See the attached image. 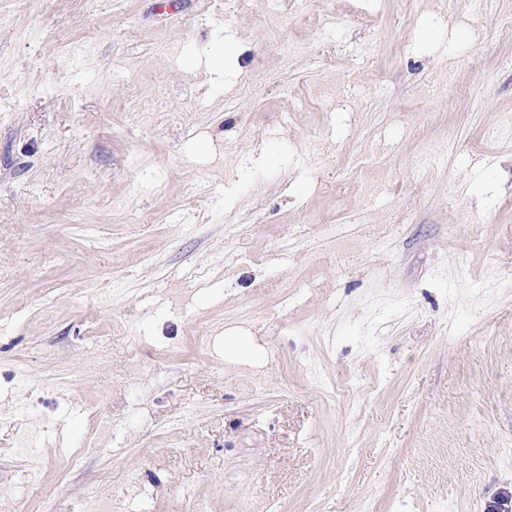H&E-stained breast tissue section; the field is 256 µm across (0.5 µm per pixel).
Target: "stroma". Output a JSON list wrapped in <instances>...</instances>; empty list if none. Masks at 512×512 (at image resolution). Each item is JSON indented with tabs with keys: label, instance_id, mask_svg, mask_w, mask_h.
Here are the masks:
<instances>
[{
	"label": "stroma",
	"instance_id": "35a3bbf8",
	"mask_svg": "<svg viewBox=\"0 0 512 512\" xmlns=\"http://www.w3.org/2000/svg\"><path fill=\"white\" fill-rule=\"evenodd\" d=\"M510 27L0 0V512L512 500ZM259 355L251 339L236 328L224 332V361L232 364L252 363Z\"/></svg>",
	"mask_w": 512,
	"mask_h": 512
}]
</instances>
